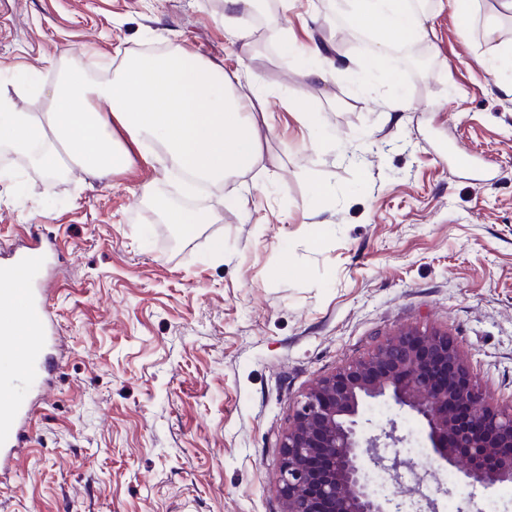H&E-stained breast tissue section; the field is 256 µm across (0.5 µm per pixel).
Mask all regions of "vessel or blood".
I'll list each match as a JSON object with an SVG mask.
<instances>
[{
  "label": "vessel or blood",
  "instance_id": "vessel-or-blood-1",
  "mask_svg": "<svg viewBox=\"0 0 512 512\" xmlns=\"http://www.w3.org/2000/svg\"><path fill=\"white\" fill-rule=\"evenodd\" d=\"M47 253L39 237L0 262V476L26 450L34 401L17 389L16 376L40 381L56 367L52 319L43 302L49 288L40 276Z\"/></svg>",
  "mask_w": 512,
  "mask_h": 512
}]
</instances>
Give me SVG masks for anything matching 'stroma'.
Segmentation results:
<instances>
[{"label":"stroma","mask_w":512,"mask_h":512,"mask_svg":"<svg viewBox=\"0 0 512 512\" xmlns=\"http://www.w3.org/2000/svg\"><path fill=\"white\" fill-rule=\"evenodd\" d=\"M412 2L434 35L424 67L400 71L344 0H273L294 51L257 36L244 55L224 36V0H0V80L20 85L19 109L46 111L82 48L171 43L244 63L272 116L260 172L205 192L159 147L100 180L66 161L52 179L0 151L14 174L0 182V251L34 231L53 240L65 348L30 446L0 480V512H280L275 473L296 400L405 326L448 332L485 401L512 399V73L489 68L512 45V12L475 0L463 35L451 0ZM323 42L353 74L307 76L299 54ZM401 92L411 111H390ZM295 102L316 112V129ZM440 141L487 176L440 156ZM146 182L211 223H163L140 197ZM318 185L329 194L316 200ZM365 414L379 428L396 420L401 473H426L440 512H512V484L428 475L414 420L382 402ZM441 484L450 496L436 495Z\"/></svg>","instance_id":"obj_1"}]
</instances>
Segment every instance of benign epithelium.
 <instances>
[{"label":"benign epithelium","mask_w":512,"mask_h":512,"mask_svg":"<svg viewBox=\"0 0 512 512\" xmlns=\"http://www.w3.org/2000/svg\"><path fill=\"white\" fill-rule=\"evenodd\" d=\"M373 401L414 417L432 449L431 466L453 469L460 486L512 483V402L487 406L448 332L411 326L318 379L297 400L280 441L281 512H401L406 437L396 435L394 421L388 431H367L363 412ZM320 458L327 463L317 468ZM371 465L388 474V489L371 487Z\"/></svg>","instance_id":"1"}]
</instances>
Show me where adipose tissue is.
I'll use <instances>...</instances> for the list:
<instances>
[{
	"label": "adipose tissue",
	"mask_w": 512,
	"mask_h": 512,
	"mask_svg": "<svg viewBox=\"0 0 512 512\" xmlns=\"http://www.w3.org/2000/svg\"><path fill=\"white\" fill-rule=\"evenodd\" d=\"M353 19L378 33L377 51L427 39L422 14L407 0H346ZM48 95L41 114L16 107V86L0 83V150L26 157L48 177L59 154L86 176L130 167L161 144L172 168L220 185L252 168L261 153L255 118L263 95L242 70L201 60L182 46L158 55H126L120 67L97 49L83 52ZM109 112L99 109L100 103Z\"/></svg>",
	"instance_id": "ef3b65f1"
}]
</instances>
